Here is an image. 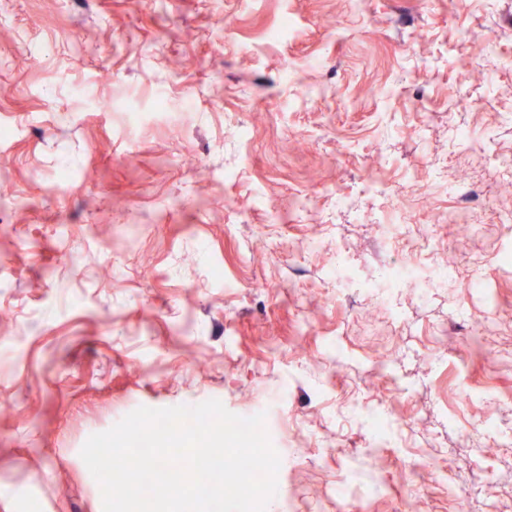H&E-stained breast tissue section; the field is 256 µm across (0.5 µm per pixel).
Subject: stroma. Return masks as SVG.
I'll use <instances>...</instances> for the list:
<instances>
[{
  "label": "stroma",
  "instance_id": "35a3bbf8",
  "mask_svg": "<svg viewBox=\"0 0 512 512\" xmlns=\"http://www.w3.org/2000/svg\"><path fill=\"white\" fill-rule=\"evenodd\" d=\"M1 126L0 512L211 399L281 429L266 512H512V0H0Z\"/></svg>",
  "mask_w": 512,
  "mask_h": 512
}]
</instances>
